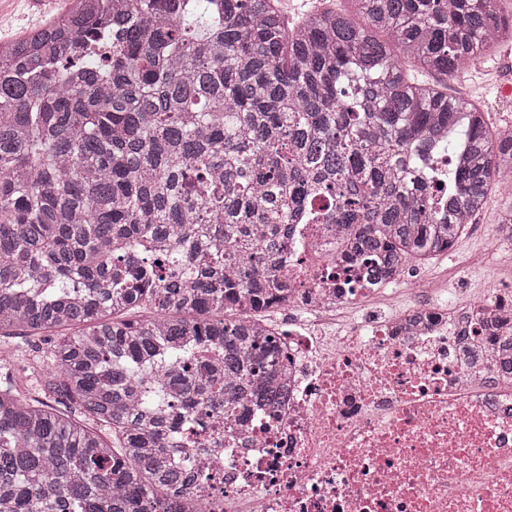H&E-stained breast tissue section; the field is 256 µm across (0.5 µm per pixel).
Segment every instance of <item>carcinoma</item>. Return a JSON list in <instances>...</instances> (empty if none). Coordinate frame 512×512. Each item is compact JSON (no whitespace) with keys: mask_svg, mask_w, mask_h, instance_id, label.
<instances>
[{"mask_svg":"<svg viewBox=\"0 0 512 512\" xmlns=\"http://www.w3.org/2000/svg\"><path fill=\"white\" fill-rule=\"evenodd\" d=\"M69 2L0 42V512H195L171 449L279 400L251 314L288 291L293 225L339 228L352 295L452 250L512 174V130L445 83L512 44V8L346 0L290 27L211 0L201 30L194 0ZM497 346L470 359L511 378Z\"/></svg>","mask_w":512,"mask_h":512,"instance_id":"cac0c4a2","label":"carcinoma"}]
</instances>
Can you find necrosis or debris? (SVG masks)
Wrapping results in <instances>:
<instances>
[{
    "instance_id": "necrosis-or-debris-1",
    "label": "necrosis or debris",
    "mask_w": 512,
    "mask_h": 512,
    "mask_svg": "<svg viewBox=\"0 0 512 512\" xmlns=\"http://www.w3.org/2000/svg\"><path fill=\"white\" fill-rule=\"evenodd\" d=\"M336 227L298 224L288 252L280 404L209 421L186 491L201 512H512V382L461 361V318L491 308L512 332V281L448 306L425 280L411 303L326 336L323 326L381 288L336 294Z\"/></svg>"
}]
</instances>
